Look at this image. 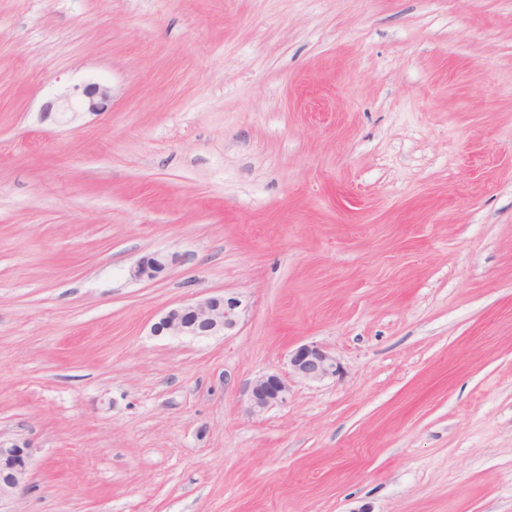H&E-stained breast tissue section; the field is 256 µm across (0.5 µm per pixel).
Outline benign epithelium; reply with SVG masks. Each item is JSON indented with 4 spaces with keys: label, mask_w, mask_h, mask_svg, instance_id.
Instances as JSON below:
<instances>
[{
    "label": "benign epithelium",
    "mask_w": 512,
    "mask_h": 512,
    "mask_svg": "<svg viewBox=\"0 0 512 512\" xmlns=\"http://www.w3.org/2000/svg\"><path fill=\"white\" fill-rule=\"evenodd\" d=\"M84 100L80 106L89 112L104 110L110 99L109 87L93 83L83 89ZM177 256L155 253L140 258L130 269L135 280L154 279ZM239 301L222 296H209L196 302L169 309L153 325L157 335L210 336L232 329L238 322ZM340 362L330 352L315 344H302L288 352V376L278 373L263 374L247 387L248 411L259 415L285 403L291 386L288 377L293 375L308 382H320L339 375ZM35 447L29 441L0 439V500L27 487L29 465Z\"/></svg>",
    "instance_id": "benign-epithelium-1"
}]
</instances>
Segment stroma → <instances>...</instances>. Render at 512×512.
<instances>
[{"label":"stroma","instance_id":"35a3bbf8","mask_svg":"<svg viewBox=\"0 0 512 512\" xmlns=\"http://www.w3.org/2000/svg\"><path fill=\"white\" fill-rule=\"evenodd\" d=\"M0 437V512H512V0H0ZM82 95L84 100L80 102V106L89 112H100L110 99V90L106 85L93 83L83 89ZM177 256L165 253H155L140 258L130 269V276L135 280L154 279L158 277L169 264L175 262ZM239 301L209 296L169 309L153 325L156 335L210 336L232 329L238 322ZM340 371V362L321 346L302 344L288 352V377L320 382L336 377ZM290 392L291 386L285 376L278 373L258 376L247 387L248 411L252 415L262 414L284 404ZM34 452L35 447L29 441L0 438V500L26 489Z\"/></svg>","mask_w":512,"mask_h":512}]
</instances>
